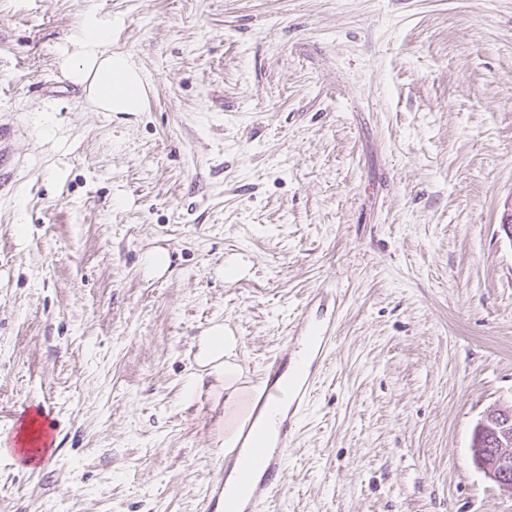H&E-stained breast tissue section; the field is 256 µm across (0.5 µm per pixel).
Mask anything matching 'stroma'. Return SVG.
Instances as JSON below:
<instances>
[{"instance_id": "35a3bbf8", "label": "stroma", "mask_w": 512, "mask_h": 512, "mask_svg": "<svg viewBox=\"0 0 512 512\" xmlns=\"http://www.w3.org/2000/svg\"><path fill=\"white\" fill-rule=\"evenodd\" d=\"M92 14L138 111L65 63ZM0 125V436L58 425L0 512H195L303 314L335 350L263 512H512L471 452L512 403V0H0ZM200 341L199 364H211L218 372H224V355L234 353L237 346L235 337L224 333V326L216 325Z\"/></svg>"}]
</instances>
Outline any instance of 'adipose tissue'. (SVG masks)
Returning <instances> with one entry per match:
<instances>
[{
  "label": "adipose tissue",
  "instance_id": "obj_1",
  "mask_svg": "<svg viewBox=\"0 0 512 512\" xmlns=\"http://www.w3.org/2000/svg\"><path fill=\"white\" fill-rule=\"evenodd\" d=\"M111 40V23L91 19L75 37L69 59L76 73L91 74L92 93L104 111L133 112L141 102L143 80L124 56L106 53Z\"/></svg>",
  "mask_w": 512,
  "mask_h": 512
}]
</instances>
